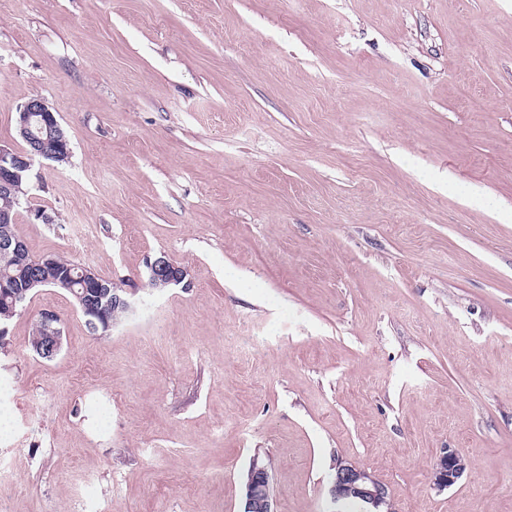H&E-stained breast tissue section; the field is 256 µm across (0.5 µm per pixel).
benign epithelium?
I'll list each match as a JSON object with an SVG mask.
<instances>
[{
    "label": "benign epithelium",
    "mask_w": 512,
    "mask_h": 512,
    "mask_svg": "<svg viewBox=\"0 0 512 512\" xmlns=\"http://www.w3.org/2000/svg\"><path fill=\"white\" fill-rule=\"evenodd\" d=\"M20 134L26 146L16 149L0 144V195L14 193L18 183L31 181L35 158H43L57 163L68 160L70 148L64 137L63 128L52 112L48 102L39 96L30 98L19 110ZM15 214L9 208L0 210V260L9 261L20 254L25 242L14 236L11 225ZM148 269L153 287L168 288L181 284L186 272L166 256L149 262ZM67 273L57 270L50 256L34 260L28 274V287L40 288L50 282L66 281ZM112 296V307L127 313L131 310L128 300L108 288L84 290L77 296L82 310L89 313L94 304ZM36 326L43 336L37 354L46 359H54L62 349L61 318L58 312L42 309L38 312ZM467 462L457 450L445 448L433 465L434 485L443 490L456 483L466 468ZM270 475L267 465L256 456L248 469L245 482V505L243 512H277L275 500L269 492ZM333 492L338 498H355L374 509L385 507L386 512H395L387 486L367 469L348 461L338 460L334 465Z\"/></svg>",
    "instance_id": "obj_1"
}]
</instances>
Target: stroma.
<instances>
[{"label":"stroma","mask_w":512,"mask_h":512,"mask_svg":"<svg viewBox=\"0 0 512 512\" xmlns=\"http://www.w3.org/2000/svg\"><path fill=\"white\" fill-rule=\"evenodd\" d=\"M34 96L72 153L18 232L132 309L13 318L0 512H243L257 453L277 512H366L339 459L396 512H512V0H0V143ZM148 269L153 288L157 289L179 285L186 277L184 269L168 259L165 255L149 262ZM150 278H148V281ZM36 326L43 337L42 344L36 349L37 354L46 360H53L62 349L61 318L58 312L50 309H43L38 312ZM35 324L30 340V348L36 354L35 346L38 342ZM36 354V355H37ZM467 462L457 450L445 448L433 465L434 485L443 490L456 483L466 468ZM333 469V492L337 498H355L376 509L375 512L381 506L386 508L384 512H395L387 486L372 472L342 459L336 461Z\"/></svg>","instance_id":"obj_1"}]
</instances>
